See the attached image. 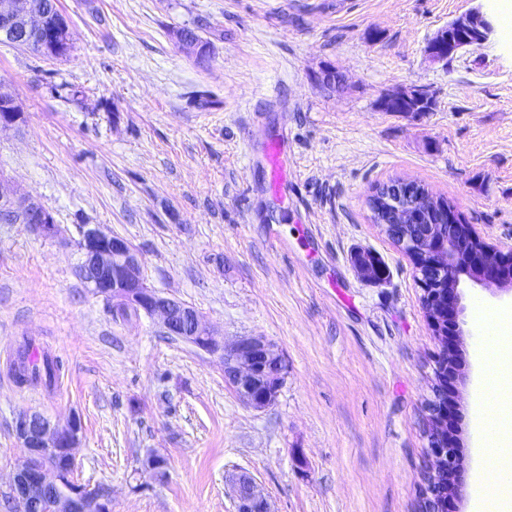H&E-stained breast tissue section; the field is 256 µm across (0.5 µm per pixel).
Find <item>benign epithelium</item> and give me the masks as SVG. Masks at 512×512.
Instances as JSON below:
<instances>
[{"instance_id":"benign-epithelium-1","label":"benign epithelium","mask_w":512,"mask_h":512,"mask_svg":"<svg viewBox=\"0 0 512 512\" xmlns=\"http://www.w3.org/2000/svg\"><path fill=\"white\" fill-rule=\"evenodd\" d=\"M28 10L17 0H0V31L8 27L15 13ZM459 35L442 40L437 35L427 46L434 60H445L468 45L464 35L477 30L481 42L492 34V27L479 10L449 23ZM28 29L43 35L42 48L55 43L46 36L44 18L29 13ZM20 119L16 102L0 100V129L15 125ZM381 202L390 208V221L380 224L385 234L398 239L396 246L412 259L415 268L430 267L428 278L420 282L422 303L428 321L438 337L448 334L451 325L464 335L457 313L460 295L459 275L467 271L498 285L506 284L512 274V251L504 254L494 244L483 240L470 224L445 204L440 205L441 221L423 235L401 233L404 225L417 223L420 212L434 209L435 198L423 186L407 180L396 189L385 186ZM0 211L21 224H28L45 236L63 238L64 230L33 197L19 191L0 176ZM79 248L83 254L84 280L93 294L112 301V313L132 310L153 320L167 336L178 337L197 348L218 356L224 378L242 401L255 410L272 406L281 388L286 359L281 349L263 336H244L232 346L215 332L192 307L160 294L149 287L143 276L142 258L125 239L106 235L96 226L83 227ZM429 466L423 478V510L436 512L431 496L438 492L446 498L460 495L457 474L460 458L456 447V426L448 407L428 404ZM15 433L23 459L8 482L13 512H29L36 496L48 489L53 495L52 512H112V489L103 485L92 491L73 485L63 486L57 461L73 468L76 449L81 442V423L75 416L65 424H54L39 412H23L15 421ZM236 512H272L270 504L245 473L229 479Z\"/></svg>"}]
</instances>
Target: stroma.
<instances>
[{
	"mask_svg": "<svg viewBox=\"0 0 512 512\" xmlns=\"http://www.w3.org/2000/svg\"><path fill=\"white\" fill-rule=\"evenodd\" d=\"M69 51L0 41V84L22 108L0 131V175L67 231L0 224V512L22 460L17 416H78L75 481L112 488V512H235L248 472L273 512H418L424 406L442 343L463 495L487 466L485 317L512 292L460 275L465 335L434 336L410 257L371 219L373 188L424 185L512 250V41L493 0H60ZM479 10L487 42L446 61L428 43ZM193 29L205 53L177 38ZM428 112H388L400 90ZM281 142L286 192L263 147ZM140 254L147 284L196 309L226 343L264 336L288 369L273 406L247 407L215 356L147 318L116 319L79 272L83 225ZM360 253L383 279L363 276ZM32 342L57 388L3 363ZM167 474L141 477L149 451Z\"/></svg>",
	"mask_w": 512,
	"mask_h": 512,
	"instance_id": "stroma-1",
	"label": "stroma"
}]
</instances>
